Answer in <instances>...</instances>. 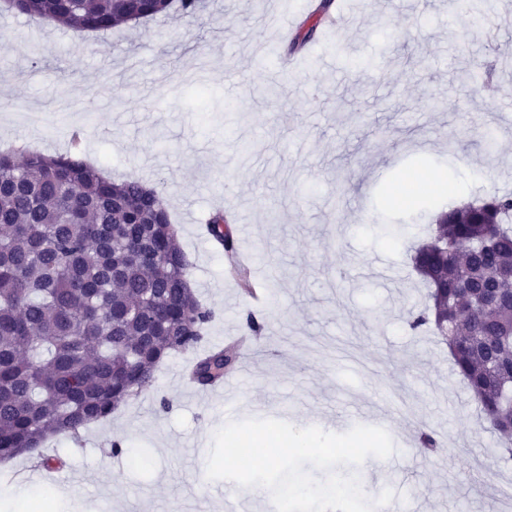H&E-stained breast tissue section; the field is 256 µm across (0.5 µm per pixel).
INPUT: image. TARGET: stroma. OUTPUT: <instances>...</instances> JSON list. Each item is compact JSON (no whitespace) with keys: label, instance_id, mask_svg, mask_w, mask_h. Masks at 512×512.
I'll use <instances>...</instances> for the list:
<instances>
[{"label":"stroma","instance_id":"1","mask_svg":"<svg viewBox=\"0 0 512 512\" xmlns=\"http://www.w3.org/2000/svg\"><path fill=\"white\" fill-rule=\"evenodd\" d=\"M296 52L271 86L260 41L277 25L256 0H206L176 14L84 36L0 9V150L65 151L81 129L84 158L113 179L167 199L192 264L196 295L217 316L204 340L243 333L247 306L221 248L201 226L235 216L240 251L266 320L230 390L182 377L172 354L142 392L109 417L50 438L45 455L0 465V512H33L42 488L67 490L51 512H224L225 481L207 480L214 432L230 420L276 418L343 433L388 431L394 453L356 470L368 499L383 490L405 512H512V468L436 336L409 325L427 301L412 247L436 214L485 195L512 194V133L495 151L478 126L512 110V0H366ZM483 181L455 187L466 167ZM429 171L411 203L395 193ZM438 447L422 450L418 434ZM125 443L126 453L112 451ZM26 470L31 489L14 493Z\"/></svg>","mask_w":512,"mask_h":512}]
</instances>
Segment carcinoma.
<instances>
[{
  "label": "carcinoma",
  "instance_id": "cac0c4a2",
  "mask_svg": "<svg viewBox=\"0 0 512 512\" xmlns=\"http://www.w3.org/2000/svg\"><path fill=\"white\" fill-rule=\"evenodd\" d=\"M17 12L54 19L80 36L106 34L172 8L170 0H15ZM320 0L292 48L314 41L329 16ZM204 0H179L195 19ZM72 149L0 153V460L39 455L154 388L176 352H198L192 384L224 377L238 346L201 349L216 311L187 288L191 263L167 200L138 181H114ZM242 295L254 297L224 212L208 219ZM430 305L410 321L448 346L453 366L493 429L512 437V197L442 211L413 248Z\"/></svg>",
  "mask_w": 512,
  "mask_h": 512
}]
</instances>
